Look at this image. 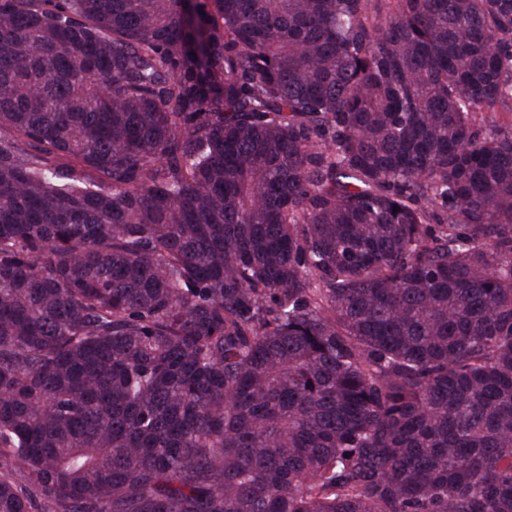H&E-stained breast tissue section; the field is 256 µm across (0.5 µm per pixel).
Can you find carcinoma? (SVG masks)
<instances>
[{"mask_svg":"<svg viewBox=\"0 0 512 512\" xmlns=\"http://www.w3.org/2000/svg\"><path fill=\"white\" fill-rule=\"evenodd\" d=\"M0 458V512H512V0H0Z\"/></svg>","mask_w":512,"mask_h":512,"instance_id":"1","label":"carcinoma"}]
</instances>
